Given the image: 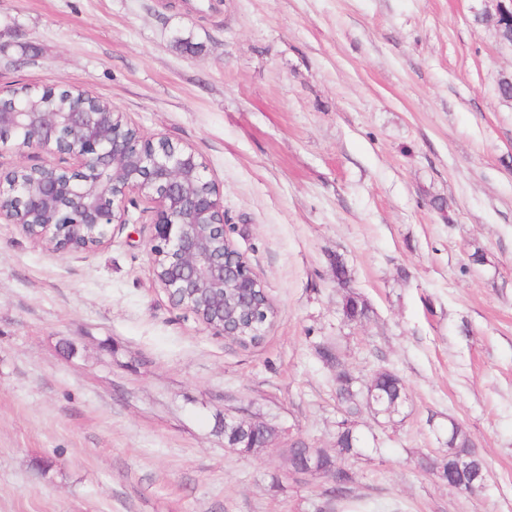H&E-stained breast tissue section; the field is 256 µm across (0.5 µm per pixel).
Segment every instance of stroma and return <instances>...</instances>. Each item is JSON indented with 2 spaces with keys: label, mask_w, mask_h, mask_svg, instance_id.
Wrapping results in <instances>:
<instances>
[{
  "label": "stroma",
  "mask_w": 512,
  "mask_h": 512,
  "mask_svg": "<svg viewBox=\"0 0 512 512\" xmlns=\"http://www.w3.org/2000/svg\"><path fill=\"white\" fill-rule=\"evenodd\" d=\"M493 9L0 0V98L84 88L191 147L278 312L244 348L172 306L142 200L91 252L0 224V512H512V46L475 21ZM340 362L401 377L393 422L343 418ZM228 414L316 448L349 421L352 498L291 476L280 444L225 448ZM452 419L487 464L478 492L419 467Z\"/></svg>",
  "instance_id": "obj_1"
}]
</instances>
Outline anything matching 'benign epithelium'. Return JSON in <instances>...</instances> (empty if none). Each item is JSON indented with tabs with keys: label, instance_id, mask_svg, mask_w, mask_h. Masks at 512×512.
Segmentation results:
<instances>
[{
	"label": "benign epithelium",
	"instance_id": "obj_1",
	"mask_svg": "<svg viewBox=\"0 0 512 512\" xmlns=\"http://www.w3.org/2000/svg\"><path fill=\"white\" fill-rule=\"evenodd\" d=\"M70 105L33 112L11 98L0 104V142L67 155L72 171L52 162L0 174V221L16 225L50 252L98 249L112 226L128 223V205L153 204L148 241L153 273L177 308L193 312L212 334L234 341L261 333L266 294L248 259L229 237L219 187L190 148L144 136L116 108L97 112L87 91L68 92ZM224 429L269 430L259 421L226 416Z\"/></svg>",
	"mask_w": 512,
	"mask_h": 512
}]
</instances>
